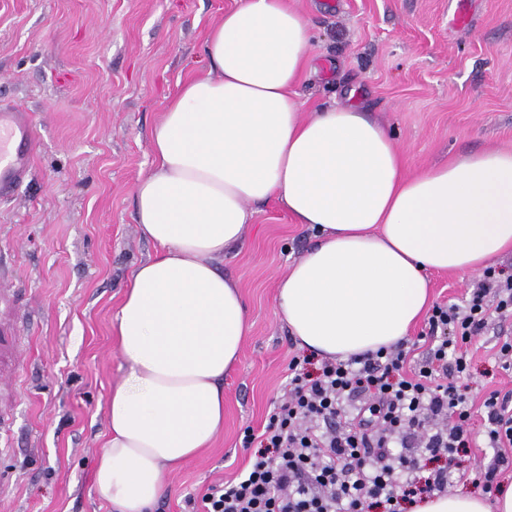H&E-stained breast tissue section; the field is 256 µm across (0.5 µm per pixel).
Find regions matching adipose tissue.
I'll use <instances>...</instances> for the list:
<instances>
[{
	"mask_svg": "<svg viewBox=\"0 0 512 512\" xmlns=\"http://www.w3.org/2000/svg\"><path fill=\"white\" fill-rule=\"evenodd\" d=\"M310 28L286 0H242L209 30L216 76L186 81L152 131L135 221L159 253L132 274L113 329L126 373L107 405L94 476L112 512H148L163 476L224 426V375L248 333L217 262L249 205L275 201L320 242L277 286L296 344L348 359L402 342L429 307V271L466 273L512 251V150L407 175L391 134L354 104L304 116ZM409 512H512V484L437 495Z\"/></svg>",
	"mask_w": 512,
	"mask_h": 512,
	"instance_id": "ef3b65f1",
	"label": "adipose tissue"
}]
</instances>
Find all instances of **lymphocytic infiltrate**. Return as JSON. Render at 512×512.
<instances>
[{
	"instance_id": "lymphocytic-infiltrate-1",
	"label": "lymphocytic infiltrate",
	"mask_w": 512,
	"mask_h": 512,
	"mask_svg": "<svg viewBox=\"0 0 512 512\" xmlns=\"http://www.w3.org/2000/svg\"><path fill=\"white\" fill-rule=\"evenodd\" d=\"M493 313L512 315V274L490 266L463 303L432 307L421 342L346 360L294 354L283 399L261 431H244L249 465L210 487L200 512H404L445 492L473 441L456 379ZM483 407L496 455L478 476L489 490L512 465V398L495 391ZM425 456L439 468L423 473Z\"/></svg>"
}]
</instances>
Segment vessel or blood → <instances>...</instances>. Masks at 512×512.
<instances>
[{
    "instance_id": "b4317fda",
    "label": "vessel or blood",
    "mask_w": 512,
    "mask_h": 512,
    "mask_svg": "<svg viewBox=\"0 0 512 512\" xmlns=\"http://www.w3.org/2000/svg\"><path fill=\"white\" fill-rule=\"evenodd\" d=\"M35 129L30 112L0 108V200L12 198L33 164Z\"/></svg>"
}]
</instances>
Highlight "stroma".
Masks as SVG:
<instances>
[{
  "label": "stroma",
  "instance_id": "1",
  "mask_svg": "<svg viewBox=\"0 0 512 512\" xmlns=\"http://www.w3.org/2000/svg\"><path fill=\"white\" fill-rule=\"evenodd\" d=\"M241 0H0V101L31 112V173L0 202V323L15 355L0 369V512H110L92 490L106 407L125 361L112 323L133 269L153 255L135 224L136 183L153 168L151 133L166 101L208 75L209 29ZM313 33L299 88L306 112L354 99L392 134L408 173L471 153L512 150V0H294ZM224 254L249 333L224 378V429L165 474L152 512L249 461L241 440L282 399L297 347L276 288L314 245L276 203L255 205ZM512 318L491 317L459 380L478 437L460 452L459 488L494 456L480 433L491 391L512 393L496 363Z\"/></svg>",
  "mask_w": 512,
  "mask_h": 512
}]
</instances>
